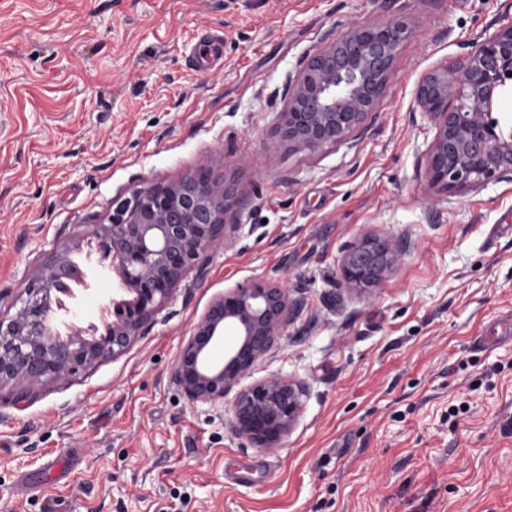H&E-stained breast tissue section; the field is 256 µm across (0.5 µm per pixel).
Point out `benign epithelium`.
Segmentation results:
<instances>
[{"mask_svg": "<svg viewBox=\"0 0 512 512\" xmlns=\"http://www.w3.org/2000/svg\"><path fill=\"white\" fill-rule=\"evenodd\" d=\"M407 23L362 25L326 43L303 66L281 113V142L311 152L359 138L377 112ZM512 80V19L456 64L421 77L416 104L436 128L426 178L446 191L512 175V125L492 116ZM242 198L230 180L202 161L177 182L153 184L95 228L97 245L130 300L112 301L100 335H60L51 323L52 293L80 278L67 254H56L27 287L10 318L0 317V386L61 381L80 367L116 358L146 335L178 282L224 242L225 216ZM404 249L365 237L343 255L345 287L369 297L401 261ZM303 306L286 284L254 280L215 296L182 344L174 379L191 401L222 402L282 338ZM306 387L271 375L239 390L232 403L236 434L255 447H281L303 408Z\"/></svg>", "mask_w": 512, "mask_h": 512, "instance_id": "benign-epithelium-1", "label": "benign epithelium"}]
</instances>
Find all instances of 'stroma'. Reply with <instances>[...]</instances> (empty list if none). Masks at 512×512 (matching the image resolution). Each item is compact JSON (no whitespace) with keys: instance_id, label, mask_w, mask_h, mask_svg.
I'll use <instances>...</instances> for the list:
<instances>
[{"instance_id":"stroma-1","label":"stroma","mask_w":512,"mask_h":512,"mask_svg":"<svg viewBox=\"0 0 512 512\" xmlns=\"http://www.w3.org/2000/svg\"><path fill=\"white\" fill-rule=\"evenodd\" d=\"M512 0H0V315L54 252L82 282L54 328L93 331L119 278L92 231L119 203L215 158L247 202L149 335L62 382L0 387V512H512V178L444 192L415 91L491 35ZM409 23L364 137L318 152L276 130L307 60L356 25ZM223 32L224 65L191 53ZM406 254L372 298L348 245ZM254 279L305 305L241 381L303 382L282 448L235 435L230 405L173 379L211 299Z\"/></svg>"}]
</instances>
